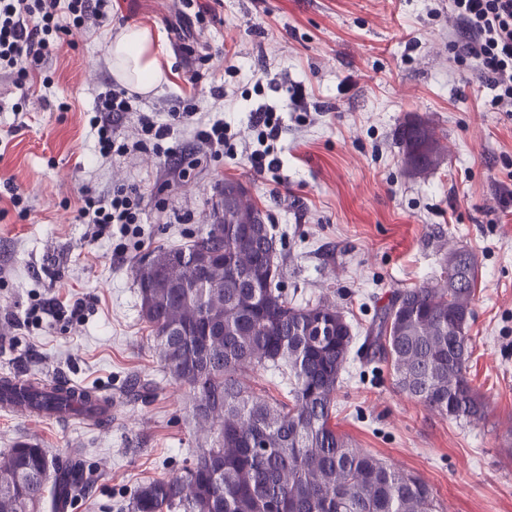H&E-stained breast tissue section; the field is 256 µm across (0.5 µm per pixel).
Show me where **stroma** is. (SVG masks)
Wrapping results in <instances>:
<instances>
[{
  "label": "stroma",
  "mask_w": 512,
  "mask_h": 512,
  "mask_svg": "<svg viewBox=\"0 0 512 512\" xmlns=\"http://www.w3.org/2000/svg\"><path fill=\"white\" fill-rule=\"evenodd\" d=\"M111 3L96 33L62 34L50 84L0 80V377L62 378L111 396L112 420L0 410V455L26 442L81 459L93 483L72 512H129L139 486L182 473L210 446L188 385L158 357L135 271L157 247L191 240L225 182L238 181L272 226L289 301L333 302L357 337L394 290L444 278L447 250L474 255L467 376L488 401L485 421L430 414L397 391L386 364L354 354L331 423L416 472L441 512H512V114L491 109L476 74L454 61L448 0ZM127 25L161 34L166 80L140 95L119 133L182 100L199 123H227L233 154L200 148L188 126L169 141L187 171L173 183L153 151L99 157L89 119L121 86L110 44ZM294 86L306 107H287ZM261 105L282 112L274 177L248 162L249 112ZM411 120L434 126L447 153L421 177L402 162L398 132ZM133 183L145 193L140 223L91 238L79 220L85 192ZM11 185L24 209L10 204Z\"/></svg>",
  "instance_id": "35a3bbf8"
}]
</instances>
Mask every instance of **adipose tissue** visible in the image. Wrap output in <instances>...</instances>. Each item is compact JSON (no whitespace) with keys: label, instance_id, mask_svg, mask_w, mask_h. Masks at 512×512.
I'll list each match as a JSON object with an SVG mask.
<instances>
[{"label":"adipose tissue","instance_id":"adipose-tissue-1","mask_svg":"<svg viewBox=\"0 0 512 512\" xmlns=\"http://www.w3.org/2000/svg\"><path fill=\"white\" fill-rule=\"evenodd\" d=\"M118 79L141 92L161 85L164 72L159 55L162 46L154 33L136 25L124 27L110 47Z\"/></svg>","mask_w":512,"mask_h":512}]
</instances>
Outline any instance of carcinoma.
Wrapping results in <instances>:
<instances>
[{
  "instance_id": "carcinoma-1",
  "label": "carcinoma",
  "mask_w": 512,
  "mask_h": 512,
  "mask_svg": "<svg viewBox=\"0 0 512 512\" xmlns=\"http://www.w3.org/2000/svg\"><path fill=\"white\" fill-rule=\"evenodd\" d=\"M406 172L440 166L427 123L402 127ZM275 239L240 183L224 184V232L199 231L181 247H159L140 261L142 318L165 366L192 390L193 416L216 427L214 445L180 475L142 484L131 512H440L429 486L357 448L331 424L336 389L355 340L343 312L320 300L294 305L276 278ZM206 252L207 271L159 288L152 266ZM477 272H450L435 285L394 291L367 329L366 357L390 364L396 385L426 411L479 423L484 396L467 375L468 322ZM288 372L292 403L259 395L241 375ZM0 398L58 418L103 421L89 396L74 404L60 388L24 387L5 377ZM91 473L43 448L20 443L0 461V512H63L88 494Z\"/></svg>"
}]
</instances>
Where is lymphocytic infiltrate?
Returning a JSON list of instances; mask_svg holds the SVG:
<instances>
[{"label": "lymphocytic infiltrate", "instance_id": "1", "mask_svg": "<svg viewBox=\"0 0 512 512\" xmlns=\"http://www.w3.org/2000/svg\"><path fill=\"white\" fill-rule=\"evenodd\" d=\"M108 0H0V75L14 83L26 81L31 69L51 64L63 31L60 14H67L73 27L97 30L106 16ZM456 26L448 33L455 61L476 71L483 87L491 91L492 109L512 112V0H449ZM135 95L110 90L100 96L90 125L97 135L101 156L114 152L153 150L168 160V171L180 173L181 165L164 142L181 127L192 124L195 108L185 104L167 110L165 119L145 115L135 140L117 137V122L133 111ZM256 149L249 163L256 175L276 173L281 159L274 147L282 125L277 111L258 107L251 112ZM144 195L137 185L118 187L107 195H89L80 211L81 223L93 225L96 236L113 225L139 223Z\"/></svg>", "mask_w": 512, "mask_h": 512}]
</instances>
